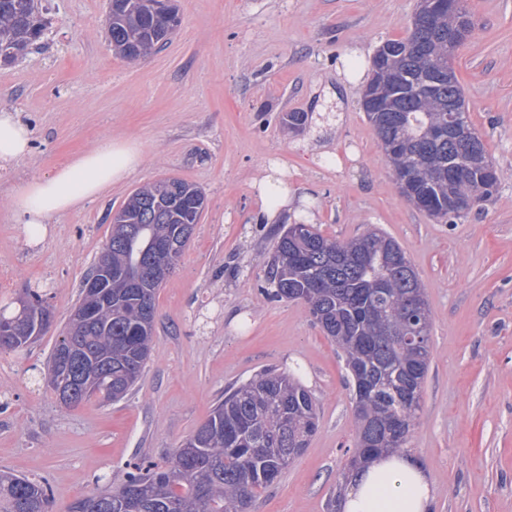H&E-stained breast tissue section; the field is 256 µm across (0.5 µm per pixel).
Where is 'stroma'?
<instances>
[{
	"label": "stroma",
	"mask_w": 512,
	"mask_h": 512,
	"mask_svg": "<svg viewBox=\"0 0 512 512\" xmlns=\"http://www.w3.org/2000/svg\"><path fill=\"white\" fill-rule=\"evenodd\" d=\"M108 3L39 0L43 38L0 66V106L32 128L28 156L0 167V300L39 288L54 313L35 344L0 353V470L46 481L65 512L129 462L166 464L225 389L273 367L311 391L319 429L255 512H328L354 446L352 384L305 307L263 292L282 227L266 223L259 183L275 162L324 236L380 228L426 289L430 367L407 450L427 469L432 512H512V0H467L474 27L453 69L499 184L454 224L401 196L361 90L338 82L350 49L370 58L408 36L418 0H176L178 29L135 62L112 50ZM292 112L308 118L300 129ZM105 138L137 142L141 170L29 243L12 195ZM165 177L197 186L206 205L156 294L145 371L120 402L63 408L47 360L109 237L108 214Z\"/></svg>",
	"instance_id": "1"
}]
</instances>
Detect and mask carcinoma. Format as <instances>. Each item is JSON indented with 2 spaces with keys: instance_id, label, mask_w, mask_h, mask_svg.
I'll use <instances>...</instances> for the list:
<instances>
[{
  "instance_id": "cac0c4a2",
  "label": "carcinoma",
  "mask_w": 512,
  "mask_h": 512,
  "mask_svg": "<svg viewBox=\"0 0 512 512\" xmlns=\"http://www.w3.org/2000/svg\"><path fill=\"white\" fill-rule=\"evenodd\" d=\"M112 48L135 60L156 49L164 17L152 19L142 0H110L105 19ZM458 18L440 15L425 32H409L399 43L423 42L421 51L396 62L406 78L401 85L403 112H384L374 128L379 141L397 150L387 156L396 183L407 181L422 199L429 217L448 216V196L480 203L497 188V173L481 138L476 148L485 165L472 163L466 143L448 145L435 136L448 103L459 109L458 123L473 130L463 88L440 81L426 88L423 76L449 64L466 38ZM45 22L36 0H0V63L23 56L41 38ZM173 190L144 186L122 207L130 230L112 235V300L98 308L94 325L76 337L88 351L87 367L95 386L74 392L65 407L123 399L137 384L154 343L155 297L162 282L147 269L158 243L180 242L175 258L189 243L200 217L197 198L185 195L187 182L170 178ZM268 278L272 300L305 305L314 322L343 351L347 368L361 369L370 386L353 384L356 451L351 469L374 455L406 446L417 423L423 386L430 366L431 311L415 308L425 296L417 272L400 244L380 231L350 240L322 235L311 224H292L276 239ZM28 304L0 303V322L17 329L0 335V351L31 345L29 336L45 332L53 312L44 294L26 292ZM414 332L425 344L421 352L402 342ZM317 403L290 374L268 368L231 389L209 417L160 466L148 460L127 465L121 485L93 491L67 512H252L258 492L274 484L289 465L293 450L317 432ZM0 512H54L50 487L12 472H0Z\"/></svg>"
}]
</instances>
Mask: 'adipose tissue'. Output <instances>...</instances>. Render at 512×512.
I'll return each instance as SVG.
<instances>
[{
  "instance_id": "1",
  "label": "adipose tissue",
  "mask_w": 512,
  "mask_h": 512,
  "mask_svg": "<svg viewBox=\"0 0 512 512\" xmlns=\"http://www.w3.org/2000/svg\"><path fill=\"white\" fill-rule=\"evenodd\" d=\"M29 130L18 113L0 110V162L24 158ZM144 156L128 140L107 139L70 157L47 176L27 182L12 198L29 242L38 243L47 225L121 184L142 168ZM434 489L425 467L412 455L396 450L375 457L355 472L342 502L343 512H429Z\"/></svg>"
}]
</instances>
